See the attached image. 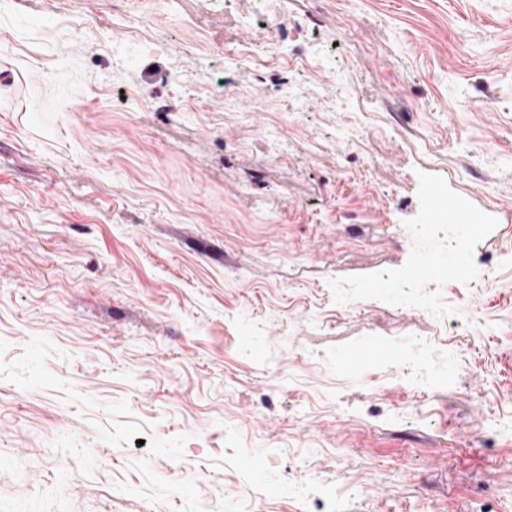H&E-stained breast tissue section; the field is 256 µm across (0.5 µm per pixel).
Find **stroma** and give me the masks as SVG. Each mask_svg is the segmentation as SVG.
Listing matches in <instances>:
<instances>
[{
  "instance_id": "35a3bbf8",
  "label": "stroma",
  "mask_w": 512,
  "mask_h": 512,
  "mask_svg": "<svg viewBox=\"0 0 512 512\" xmlns=\"http://www.w3.org/2000/svg\"><path fill=\"white\" fill-rule=\"evenodd\" d=\"M326 482L512 512V0H0V512Z\"/></svg>"
}]
</instances>
